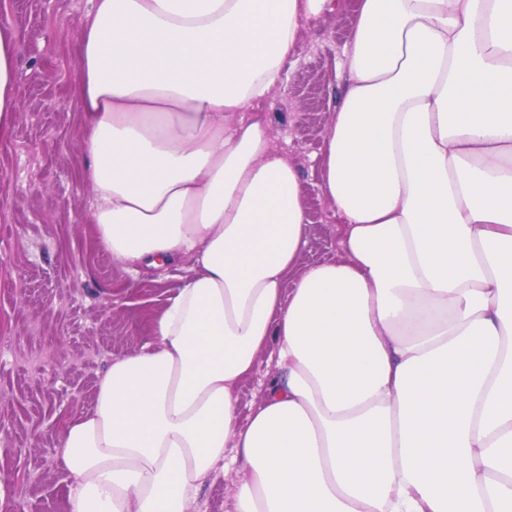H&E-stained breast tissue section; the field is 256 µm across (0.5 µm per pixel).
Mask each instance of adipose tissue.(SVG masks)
Returning a JSON list of instances; mask_svg holds the SVG:
<instances>
[{"mask_svg":"<svg viewBox=\"0 0 512 512\" xmlns=\"http://www.w3.org/2000/svg\"><path fill=\"white\" fill-rule=\"evenodd\" d=\"M93 2L72 97L98 240L192 267L63 428L70 512H192L232 464L234 512H512V0H358L322 159L344 258L288 293L306 207L262 105L334 0ZM18 51L1 25L0 141ZM277 346H269L259 355V366L257 371L246 378L239 389L238 422L239 425H246L250 415L260 404L262 394L272 378L277 374L275 367ZM273 360H270V357Z\"/></svg>","mask_w":512,"mask_h":512,"instance_id":"adipose-tissue-1","label":"adipose tissue"}]
</instances>
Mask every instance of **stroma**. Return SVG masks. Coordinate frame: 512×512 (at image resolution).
I'll return each instance as SVG.
<instances>
[{
  "label": "stroma",
  "instance_id": "1",
  "mask_svg": "<svg viewBox=\"0 0 512 512\" xmlns=\"http://www.w3.org/2000/svg\"><path fill=\"white\" fill-rule=\"evenodd\" d=\"M358 0L304 26L284 73L285 93L264 104L275 146L299 167L306 245L291 272L342 259L341 220L320 189L324 133L338 102L344 49ZM91 0H0V22L20 41L15 131L0 141V512H69L72 476L58 455L60 424L92 409L112 359L138 350L147 323L181 287L190 259L129 268L89 222L83 125L71 100L80 20ZM276 344L239 389L247 424L277 374ZM235 472L214 474L199 512H230Z\"/></svg>",
  "mask_w": 512,
  "mask_h": 512
}]
</instances>
